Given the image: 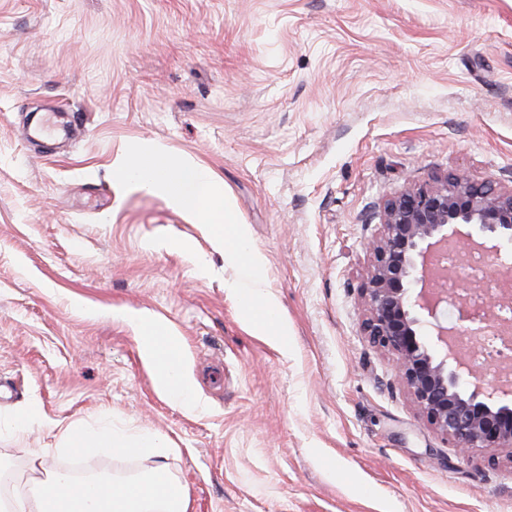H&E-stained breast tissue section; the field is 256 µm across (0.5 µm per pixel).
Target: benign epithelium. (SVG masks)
Masks as SVG:
<instances>
[{
  "mask_svg": "<svg viewBox=\"0 0 512 512\" xmlns=\"http://www.w3.org/2000/svg\"><path fill=\"white\" fill-rule=\"evenodd\" d=\"M461 226L512 246V188L476 183L463 173L415 184L387 199L361 290L362 330L393 356L420 415L458 451L512 454V387H487L443 319L451 271L440 257Z\"/></svg>",
  "mask_w": 512,
  "mask_h": 512,
  "instance_id": "1",
  "label": "benign epithelium"
}]
</instances>
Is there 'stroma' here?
<instances>
[{
    "instance_id": "1",
    "label": "stroma",
    "mask_w": 512,
    "mask_h": 512,
    "mask_svg": "<svg viewBox=\"0 0 512 512\" xmlns=\"http://www.w3.org/2000/svg\"><path fill=\"white\" fill-rule=\"evenodd\" d=\"M33 112L78 132L26 140ZM145 143L223 187L287 347L206 224L113 177ZM457 172L512 186V0H0L6 498L43 454L165 464L187 512H512V461L460 457L361 329L383 202ZM133 314L179 337L198 410L155 389ZM72 422L169 453L59 450ZM239 299L241 312L254 334L284 347L288 339V324L281 318L277 303L263 296L259 289L242 292ZM257 307L261 309V316L257 314Z\"/></svg>"
}]
</instances>
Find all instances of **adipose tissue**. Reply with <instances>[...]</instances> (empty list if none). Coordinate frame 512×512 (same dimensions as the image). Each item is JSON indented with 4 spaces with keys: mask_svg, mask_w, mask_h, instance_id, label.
<instances>
[{
    "mask_svg": "<svg viewBox=\"0 0 512 512\" xmlns=\"http://www.w3.org/2000/svg\"><path fill=\"white\" fill-rule=\"evenodd\" d=\"M113 174L138 189L162 195L175 208L201 218L213 238L223 244L225 255L241 263L251 277H258L262 258L256 251L244 249L245 227L223 188L205 168L175 161L166 152L145 144L135 148ZM239 299L241 312L255 335L279 344L286 342L288 325L275 301L256 289L240 293ZM129 321L138 332L141 357L154 369L157 390L179 406L194 408L193 385L181 373L178 337L149 315H133ZM61 433L67 447L78 452L92 448L120 452L132 447L158 454L167 451L164 439L156 435L143 434L132 440L109 428L93 430L74 425L62 428ZM187 503L186 489L160 466L136 481L102 482L94 496L51 472L31 497L16 501L14 512H186Z\"/></svg>",
    "mask_w": 512,
    "mask_h": 512,
    "instance_id": "obj_1",
    "label": "adipose tissue"
}]
</instances>
